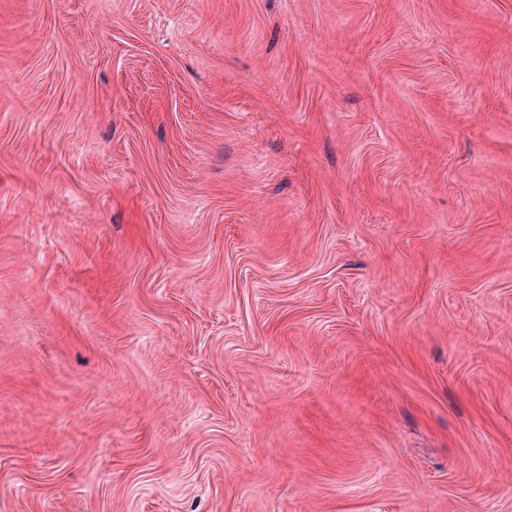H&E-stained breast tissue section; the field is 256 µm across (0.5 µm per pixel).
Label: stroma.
<instances>
[{"label":"stroma","instance_id":"1","mask_svg":"<svg viewBox=\"0 0 512 512\" xmlns=\"http://www.w3.org/2000/svg\"><path fill=\"white\" fill-rule=\"evenodd\" d=\"M0 512H512V0H0Z\"/></svg>","mask_w":512,"mask_h":512}]
</instances>
